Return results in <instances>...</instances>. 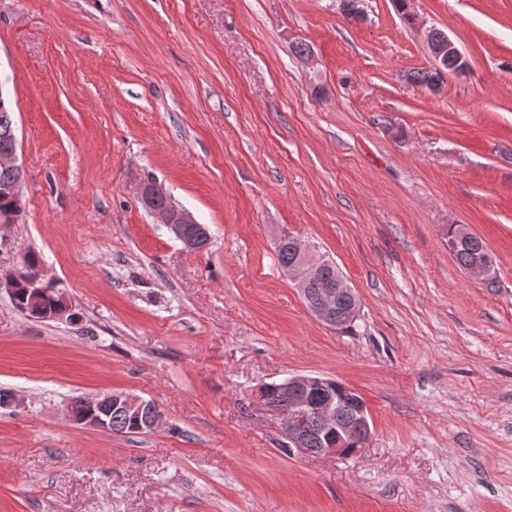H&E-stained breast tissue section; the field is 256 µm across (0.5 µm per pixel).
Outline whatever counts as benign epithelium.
<instances>
[{"label": "benign epithelium", "mask_w": 512, "mask_h": 512, "mask_svg": "<svg viewBox=\"0 0 512 512\" xmlns=\"http://www.w3.org/2000/svg\"><path fill=\"white\" fill-rule=\"evenodd\" d=\"M435 67H440L441 60L447 58L457 65V72L468 69L469 64L464 54L459 50L453 40L444 38L441 48L432 51ZM6 139L12 146L0 152V167L14 174L12 184L6 188L5 193L16 201L15 215L22 211L21 182L22 168L17 164L18 139L16 129H10ZM154 193V183L144 180L138 187V194L144 207L168 228L183 244L190 249H201V241L207 230L203 226L197 227L194 236L186 234V227L196 223L194 216L185 208L174 207L165 212L156 210L151 202ZM293 251L296 254L295 261L287 268L288 275L297 281V287L303 298L308 299L313 288V273L322 264L329 260L316 255L312 249L302 241L296 239L292 242ZM470 272L486 281H491L498 276V270L490 253H484L470 268ZM50 280L43 273H38L25 281L27 295L29 296V308L26 315L34 320H67L73 312L70 300L66 297L54 307L53 310H45L41 306V297L48 292ZM342 299H348L351 306L347 312V324L355 325L360 318L361 304L354 292L348 286L343 275L336 278V285L317 289L316 301L309 303L311 313L325 325L335 329L339 327L336 322V306ZM326 384L325 377L315 375H295L279 384V391L285 399L288 410L278 407L276 411L282 413V421L286 447L312 456H335L348 458L355 456L369 446L371 440V427L367 409L359 408L349 418L343 419L337 413V405L331 399L316 403L309 392H314ZM122 405L128 409L141 413L147 409L144 419L145 426L155 431L165 424V416L154 405L144 399L127 393H106L93 401L84 416L75 420V423L102 431L112 430V409ZM303 415H312L321 425L322 431L328 434L330 441L324 448L308 447L306 437L293 426V421Z\"/></svg>", "instance_id": "7a95c632"}]
</instances>
